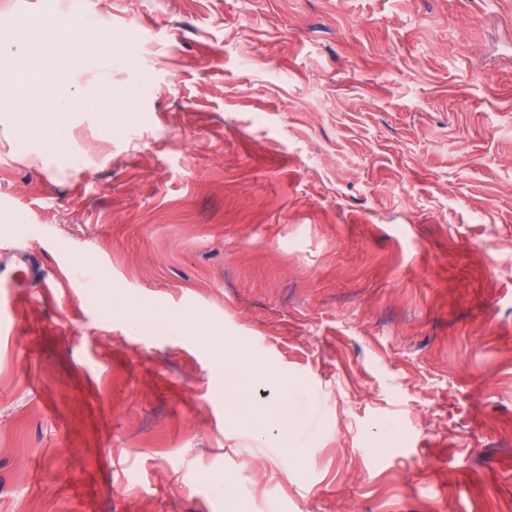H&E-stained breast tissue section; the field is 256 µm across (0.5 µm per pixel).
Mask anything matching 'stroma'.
<instances>
[{
    "label": "stroma",
    "instance_id": "stroma-1",
    "mask_svg": "<svg viewBox=\"0 0 512 512\" xmlns=\"http://www.w3.org/2000/svg\"><path fill=\"white\" fill-rule=\"evenodd\" d=\"M46 14L96 107L0 91V258L78 276L0 298V512H512V0H0V50ZM210 342L220 356L224 354V366L226 364L232 366L239 376L237 389L241 394L243 404H245L248 389L258 383L270 381L247 351L231 343H224L219 336H211Z\"/></svg>",
    "mask_w": 512,
    "mask_h": 512
}]
</instances>
